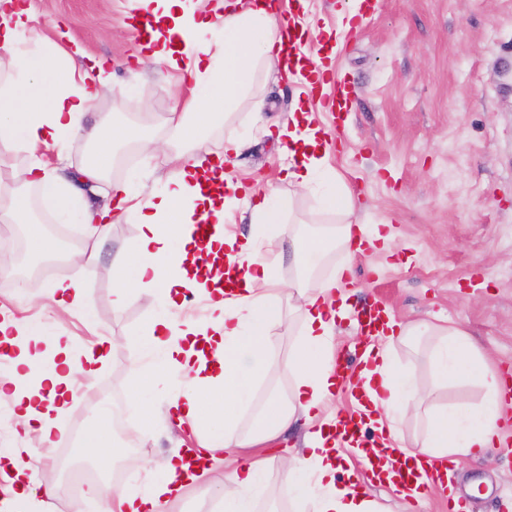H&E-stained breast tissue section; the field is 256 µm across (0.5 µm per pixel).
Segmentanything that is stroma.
<instances>
[{
	"instance_id": "1",
	"label": "stroma",
	"mask_w": 512,
	"mask_h": 512,
	"mask_svg": "<svg viewBox=\"0 0 512 512\" xmlns=\"http://www.w3.org/2000/svg\"><path fill=\"white\" fill-rule=\"evenodd\" d=\"M23 45L40 41L45 51L73 47L70 70L94 59L108 66L114 90L96 103L95 114L116 115L119 124L137 128L160 150L144 154L120 145L98 183L136 178L146 190H160L170 150L164 149L166 119L179 111L176 73L161 65H138L140 40L131 24L138 0H26ZM354 0H306L303 9L282 18L307 37L297 50L312 60L330 58V71L347 94L343 115L331 112L335 85L310 95L306 76L260 77L257 98L267 114L287 118L310 111L322 128L327 162L352 194L351 213L319 210L335 190L315 177L297 188L288 176L290 158L277 134L256 130L251 108L241 104L209 138L212 151L224 150L228 137L248 136L246 155L227 164L232 181L261 182L272 190L280 222L278 236L265 251H287L289 225L320 234L339 224H376L391 235L389 250L365 251L353 262L351 307L379 302L404 321L462 324L500 368H512V0H372L358 12ZM32 155L18 145H0V191H19L35 206L36 188L22 184ZM57 219L37 210L21 224L0 223V253L20 250L34 259V244ZM66 231L81 234V248L97 251L95 261L67 262L53 277L72 276L85 285L91 319L59 311L46 297L51 277L13 279L0 284V308L18 319L62 322L83 341L108 340L111 352L96 378L82 385L61 423L65 437L44 450L35 438L15 434L7 420L9 402L0 399V448H20L32 474L53 473L59 463L86 446L85 461L100 466L104 484L131 493L149 479L164 476V465L179 446L222 432L224 423L208 416L196 427H178L158 417L160 396L143 392L137 414L127 410L137 382L139 335L159 311L158 302L138 295L123 307L112 304L115 273L112 255L133 243L134 222L113 225L101 242L86 238L84 225ZM222 470L159 512H220ZM266 491L257 512H292L289 476L279 460L266 473ZM452 483L468 512H512V445L486 459H467ZM359 487L382 512H448V494L427 492L426 504L410 507L389 488L360 478Z\"/></svg>"
}]
</instances>
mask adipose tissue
<instances>
[{
	"label": "adipose tissue",
	"mask_w": 512,
	"mask_h": 512,
	"mask_svg": "<svg viewBox=\"0 0 512 512\" xmlns=\"http://www.w3.org/2000/svg\"><path fill=\"white\" fill-rule=\"evenodd\" d=\"M151 9L156 27L144 48L141 64H163L182 72L181 111L168 120L170 137L180 147L164 188L149 194L124 183L112 186L109 199L96 203L94 185L103 174V158L112 152L109 117L93 127L83 119L93 108L97 94L111 92L110 77L98 70L97 87L88 90V72L60 82L39 49H22L15 33L22 10L0 14V46L11 51L13 73L0 88V144H22L36 151L48 144L83 134L97 143L100 152L69 178L51 174L48 164L37 161L25 171L27 184L35 186L42 202L61 219H79L91 234L106 235L112 225L134 221L138 236L131 250H119L112 258L118 276L113 292L121 306L134 295H158L165 313L151 323L146 348L151 358L139 367L140 381H161L163 407L176 424L196 423L202 411L223 419L225 430L211 435L205 447L214 464L223 466L224 512H255L254 496L262 487L269 459L267 447L275 444L292 422L304 421L305 452L283 460L289 474L298 478L296 496L312 501L315 512H380L355 482H338L337 445L330 425L336 412L334 397L338 321L349 310L339 302L351 273L338 266L328 278L309 282L297 279L282 284L277 277L282 255L261 253L256 241L278 232V215L271 195L261 188H242L228 182L218 158L207 148L211 133L222 128L236 107L252 92L256 77L286 59L284 28L265 0H228L223 15H194L182 11L181 0H140ZM211 39H203V32ZM224 104L212 106L216 96ZM317 128L298 131L281 123L279 134L289 139L293 169L291 179L308 187L312 173L325 168L326 159L317 146ZM251 199L255 224L253 237L238 241L223 227L240 198ZM215 223L213 235L195 237L198 222ZM378 230L340 224L334 232L293 235L291 250L296 269L316 264L334 249L351 252L354 245H375ZM190 291L205 302L202 317H181L180 295ZM295 300L303 321V347L285 361L273 359L270 348L282 323L281 301ZM386 346L367 348L359 371L361 388L369 398L375 421L387 440L398 443L404 457L424 469L438 461L456 466L469 456L502 444L506 424L505 382L498 365L489 361L469 333L458 325L430 322L404 323L389 318ZM52 345L36 346L44 338ZM0 342L16 348L12 369L0 379V397L11 403L15 430L36 435L49 443L63 435L60 417L66 397L78 380L92 379L107 358L105 344L75 347L61 336H49L45 326L0 320ZM417 347L427 344L432 370L430 391H420L415 363L395 367L390 357L394 344ZM293 374L285 400L265 405L256 425L237 431L235 421L260 380ZM478 385L479 403L447 410L431 401L433 391L448 381ZM220 391V403L205 405L206 393ZM422 425L423 434L404 443L400 424ZM13 474L12 484L0 499V512H37L44 499L54 497L57 482L45 476L37 485L24 483L30 465L19 449L1 448ZM206 469H190L189 458L172 452L165 474L140 494L94 486L92 512H157L161 504L180 499L190 485L203 479Z\"/></svg>",
	"instance_id": "ef3b65f1"
}]
</instances>
